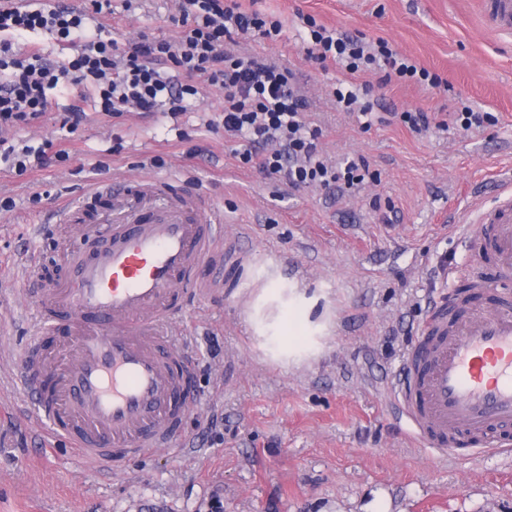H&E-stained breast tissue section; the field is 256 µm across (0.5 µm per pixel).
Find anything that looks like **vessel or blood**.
Wrapping results in <instances>:
<instances>
[{
	"label": "vessel or blood",
	"instance_id": "1",
	"mask_svg": "<svg viewBox=\"0 0 512 512\" xmlns=\"http://www.w3.org/2000/svg\"><path fill=\"white\" fill-rule=\"evenodd\" d=\"M487 28L512 33V0H480ZM84 204L100 221L125 218L111 247L94 253L78 274L58 284L27 260L38 337L15 365V379L35 399L28 424L102 468L175 448L189 406L200 398L194 365L173 338L172 324L189 299L224 287V213L188 184L149 177L122 187L93 186ZM460 232L475 256L500 258L496 282L477 283L483 311L448 312L434 302L411 351L391 381L394 404L414 438L446 457L458 456V434L512 446V180L477 208ZM211 265L204 279L197 269ZM74 323L67 361L46 359L41 336L55 321Z\"/></svg>",
	"mask_w": 512,
	"mask_h": 512
}]
</instances>
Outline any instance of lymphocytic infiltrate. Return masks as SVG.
<instances>
[{
    "mask_svg": "<svg viewBox=\"0 0 512 512\" xmlns=\"http://www.w3.org/2000/svg\"><path fill=\"white\" fill-rule=\"evenodd\" d=\"M112 0H28L25 7L0 6V129H19L39 121L51 106V92L89 93L95 111L115 118L127 113L166 112L177 116L208 92L224 93L220 115L224 137L233 142L240 168L285 181L290 188H320L343 198L377 182L368 160L357 157L330 163L321 148L323 130L310 111L303 85L291 68L274 59L233 52L250 35L277 41L280 21L243 10L239 0H183L175 37L141 32L118 41L100 24ZM308 60L338 65L344 73L329 97L337 109L359 112L362 129L372 123L371 105L361 97L391 83H425L437 88L438 75L393 52L387 42L370 46L363 39L305 17ZM39 31L69 48L53 57L15 42ZM375 81L360 82L364 73ZM65 149L0 139V163L27 175L48 161H70Z\"/></svg>",
    "mask_w": 512,
    "mask_h": 512,
    "instance_id": "obj_1",
    "label": "lymphocytic infiltrate"
}]
</instances>
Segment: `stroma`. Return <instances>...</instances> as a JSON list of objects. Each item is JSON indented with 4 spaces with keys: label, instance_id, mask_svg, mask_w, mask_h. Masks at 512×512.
<instances>
[{
    "label": "stroma",
    "instance_id": "1",
    "mask_svg": "<svg viewBox=\"0 0 512 512\" xmlns=\"http://www.w3.org/2000/svg\"><path fill=\"white\" fill-rule=\"evenodd\" d=\"M283 24L279 42L241 50L294 68L325 131L329 159L365 156L381 175L370 191L343 200L238 168L223 129L209 121L224 104L212 92L178 119L159 112L114 119L86 110L67 141L72 159L23 176L0 168V512H512V454L480 451L436 458L419 447L390 408L387 382L415 340L430 304L460 292L448 272L490 277L494 258L473 262L453 232L474 204L512 178V34L484 28L478 0H241ZM178 0H112L102 23L125 40L153 29L173 35ZM342 32L385 40L448 82L447 96L394 83L378 112L442 111L446 101L497 116L465 133L417 136L382 122L360 129L337 111L327 87L339 73L303 53L298 14ZM161 169L149 166L152 156ZM194 184L224 212V231L249 253L244 288L188 303L187 353L196 362L198 407L181 426L184 449L156 451L98 470L64 442L22 423L33 411L12 375L33 334L34 307L21 257L77 275L75 224L54 211L98 181L154 172ZM391 198L385 224L370 194ZM290 336L306 354L282 355Z\"/></svg>",
    "mask_w": 512,
    "mask_h": 512
}]
</instances>
